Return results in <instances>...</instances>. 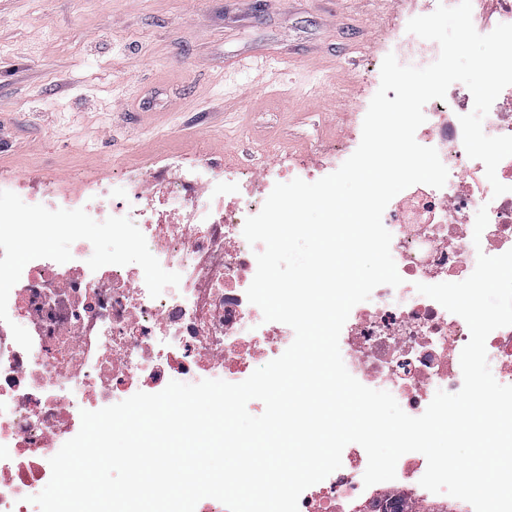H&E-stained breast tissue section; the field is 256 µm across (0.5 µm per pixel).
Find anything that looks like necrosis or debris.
<instances>
[{
	"label": "necrosis or debris",
	"mask_w": 512,
	"mask_h": 512,
	"mask_svg": "<svg viewBox=\"0 0 512 512\" xmlns=\"http://www.w3.org/2000/svg\"><path fill=\"white\" fill-rule=\"evenodd\" d=\"M389 47L399 63L424 67L438 44L400 30ZM473 97L460 83L424 107L416 139L436 148L449 175L443 188L408 187L383 214L402 283L381 285L353 307L340 339L348 371L363 385L390 392L409 415H421L437 390L462 386L460 354L470 339L466 322L419 294L417 284L460 282L478 253L512 249V157L497 167L509 190L493 196L481 161L467 156L460 115ZM170 164L178 178L162 198L139 192L133 179L104 180L52 205L74 213L73 243L58 253L39 233L43 200L27 196L23 210L0 207V512H40L31 496L51 477L49 460L73 438L81 410L95 411L136 392L157 393L173 380L238 383L285 351L291 327L264 321L246 296L256 273L254 246L243 236L247 217L263 207L275 184L313 179L306 166L268 171L263 192L251 172L208 161ZM212 183L211 195L198 193ZM124 189L131 201L117 206ZM489 223L474 237L477 211ZM27 223H19V213ZM84 224L100 227L81 234ZM162 269L163 279L152 272ZM487 358L495 379L512 385V326L491 332ZM367 455L344 448L342 466L300 496L298 512H474L472 506L424 489L427 461L403 455L396 478L364 486Z\"/></svg>",
	"instance_id": "1"
}]
</instances>
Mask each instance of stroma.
<instances>
[{"mask_svg": "<svg viewBox=\"0 0 512 512\" xmlns=\"http://www.w3.org/2000/svg\"><path fill=\"white\" fill-rule=\"evenodd\" d=\"M422 0H0V179L78 195L167 156L313 165L367 111ZM278 73L265 84L243 61Z\"/></svg>", "mask_w": 512, "mask_h": 512, "instance_id": "1", "label": "stroma"}]
</instances>
